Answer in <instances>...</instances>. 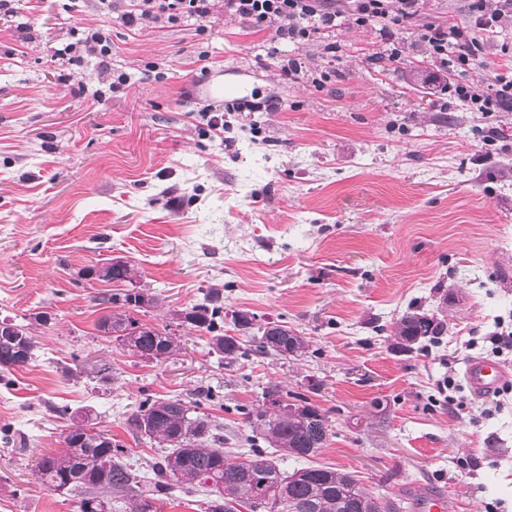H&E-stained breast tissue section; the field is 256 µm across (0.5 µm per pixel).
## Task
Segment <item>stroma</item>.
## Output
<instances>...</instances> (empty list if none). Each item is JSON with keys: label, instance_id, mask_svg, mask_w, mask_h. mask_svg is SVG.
Instances as JSON below:
<instances>
[{"label": "stroma", "instance_id": "35a3bbf8", "mask_svg": "<svg viewBox=\"0 0 512 512\" xmlns=\"http://www.w3.org/2000/svg\"><path fill=\"white\" fill-rule=\"evenodd\" d=\"M123 0H14L0 10V320L28 327L34 360L0 379V512H79L81 496L46 488L37 450L64 446L70 420L90 422L146 471L163 449L128 418L142 397L199 404L229 456L263 447L241 413L269 384L309 399L331 435L316 465L351 472L369 491L419 512L429 492L449 512H512V393L484 414L464 365L512 329V110L486 116L426 85L435 65L423 25L470 19L468 0H422L389 61L379 32L349 24L297 45L225 14L131 27ZM112 40L130 81L105 99L96 61L60 65L50 47L82 28ZM323 85L282 67L320 66ZM159 65V75L144 71ZM212 84L273 112H228L211 129ZM502 136L486 144L489 128ZM135 264L155 295L134 311L170 327L182 350L133 355L98 328L116 284L89 267ZM220 290L224 332L245 311L307 340L298 357L226 363L208 334L176 316ZM443 315L445 332L410 351L391 335L403 314ZM455 380L462 410L438 385Z\"/></svg>", "mask_w": 512, "mask_h": 512}]
</instances>
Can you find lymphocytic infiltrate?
I'll use <instances>...</instances> for the list:
<instances>
[{"label":"lymphocytic infiltrate","mask_w":512,"mask_h":512,"mask_svg":"<svg viewBox=\"0 0 512 512\" xmlns=\"http://www.w3.org/2000/svg\"><path fill=\"white\" fill-rule=\"evenodd\" d=\"M352 24L373 27L385 37H393L397 26L418 12L419 0H356ZM470 22L424 26L420 39L429 57L441 67L454 66L462 72L477 68L495 70L493 80L483 83L446 84V92L468 103L471 111L489 114L512 104V80L498 74V62L484 52V36L495 33L504 17H512V0H470ZM226 13L270 31L272 41H289L299 45L309 41L312 33L336 28L338 17L332 0H128L125 22L132 26L154 27L174 23L184 17L203 20ZM98 59L107 71V88L126 83L128 76L112 70V43L96 27L84 28L78 41L54 48L53 57L74 64L83 56Z\"/></svg>","instance_id":"f902f5d3"}]
</instances>
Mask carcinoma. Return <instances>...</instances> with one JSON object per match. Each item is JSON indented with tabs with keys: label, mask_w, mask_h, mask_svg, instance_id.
<instances>
[{
	"label": "carcinoma",
	"mask_w": 512,
	"mask_h": 512,
	"mask_svg": "<svg viewBox=\"0 0 512 512\" xmlns=\"http://www.w3.org/2000/svg\"><path fill=\"white\" fill-rule=\"evenodd\" d=\"M101 279L133 283L138 277L128 262L103 264ZM143 289L131 288L102 299L118 311L100 321L99 328H110L115 339L128 349L155 351L166 361L180 350L176 334L141 325L128 310L139 307ZM219 292L209 291L204 302L183 314V322L211 334L213 351L229 363L247 354V347L235 336L221 332L223 306ZM444 323L434 314L409 312L394 325L393 336L400 349L410 351L426 339L441 335ZM253 351L293 356L305 348L303 337L287 323L267 331ZM36 342L21 324L0 328V372L26 366L34 359ZM286 414L268 410L265 405L244 412L245 419L260 438L283 456L312 458L328 441L329 424L325 414L308 399L295 396ZM198 405L180 398H146L128 418L139 433L164 445V454L148 463L152 477L141 476L122 461L125 449L112 443L101 430L78 425L69 430L66 448L40 457L37 468L42 483L55 491L64 487L79 491L80 512H112V503L125 506V512H159L156 503L179 488L186 494L197 489L213 495L204 512H383L381 504L401 512L390 500L373 495L348 472L333 467L311 465L285 472L275 458L254 448L247 457L230 459L224 455V435L208 416L196 413Z\"/></svg>",
	"instance_id": "obj_1"
}]
</instances>
